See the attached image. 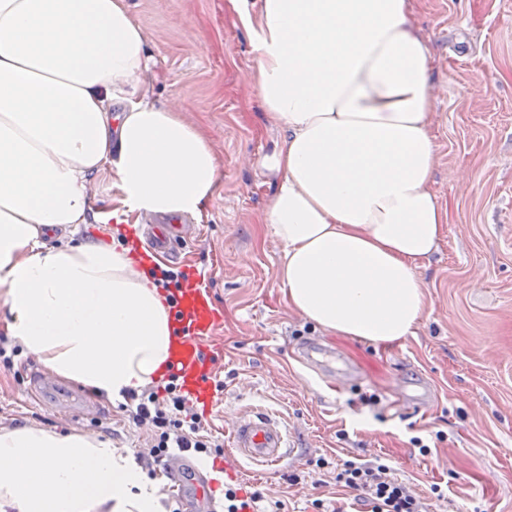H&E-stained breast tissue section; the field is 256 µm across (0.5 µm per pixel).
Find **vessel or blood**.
<instances>
[{"instance_id":"obj_1","label":"vessel or blood","mask_w":512,"mask_h":512,"mask_svg":"<svg viewBox=\"0 0 512 512\" xmlns=\"http://www.w3.org/2000/svg\"><path fill=\"white\" fill-rule=\"evenodd\" d=\"M173 352L169 372L194 395L211 392L214 358L208 357L201 344L211 335L216 317L209 292L191 283L176 294L171 309ZM231 448L227 460L244 457L261 465H278L287 458L285 435L279 424L264 413L250 414L237 420L230 429ZM169 489L178 491L187 512H218L208 501L205 481L195 468L192 457L180 454L164 462Z\"/></svg>"}]
</instances>
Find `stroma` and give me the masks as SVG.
<instances>
[{
	"label": "stroma",
	"instance_id": "35a3bbf8",
	"mask_svg": "<svg viewBox=\"0 0 512 512\" xmlns=\"http://www.w3.org/2000/svg\"><path fill=\"white\" fill-rule=\"evenodd\" d=\"M129 3L160 73L153 99L201 124L222 162L195 233L172 244L219 316L206 343L218 364L214 402L199 411L202 433L228 443L234 421L263 411L291 448L272 474L242 460L230 475L198 456L211 496L223 502L232 484L288 512H314L317 499L327 512H359L336 467L382 458L428 512H512V0H410L434 58L432 189L449 222L421 267L428 307L412 335L389 345L328 335L288 305L276 279L283 247L262 222L275 179L261 160L277 134L260 116L255 55L224 0ZM92 191L93 211L109 219L78 225L77 239L156 265L140 225L112 216L120 204L111 170L93 178ZM311 340L340 354L355 380L327 382L303 361L298 350ZM41 367L23 352L0 363V428L72 433L73 411L91 408L85 433L145 450L148 428L122 405L61 377L36 386ZM415 436L429 453L412 445ZM320 458L325 468H316Z\"/></svg>",
	"mask_w": 512,
	"mask_h": 512
}]
</instances>
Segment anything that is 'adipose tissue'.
<instances>
[{
	"label": "adipose tissue",
	"mask_w": 512,
	"mask_h": 512,
	"mask_svg": "<svg viewBox=\"0 0 512 512\" xmlns=\"http://www.w3.org/2000/svg\"><path fill=\"white\" fill-rule=\"evenodd\" d=\"M278 132L262 222L288 305L389 344L427 308L421 264L448 213L431 186L432 55L410 0H225ZM128 0H0V325L52 373L120 402L161 377L169 311L127 250L76 240L92 177L129 211L199 215L221 174L207 131L158 105ZM120 112H113V105ZM128 450L0 429V512H163Z\"/></svg>",
	"instance_id": "adipose-tissue-1"
}]
</instances>
